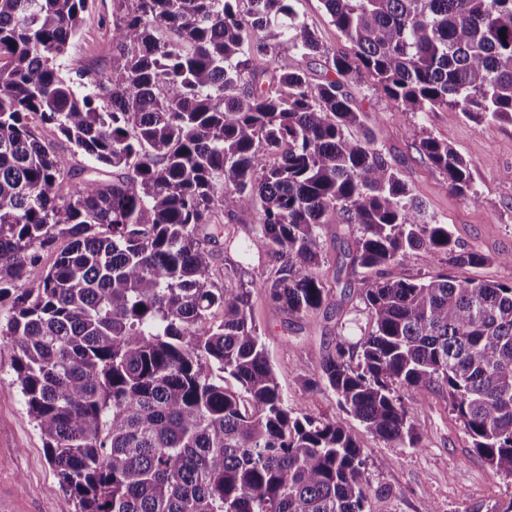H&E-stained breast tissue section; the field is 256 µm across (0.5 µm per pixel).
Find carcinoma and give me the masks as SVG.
Masks as SVG:
<instances>
[{"label": "carcinoma", "mask_w": 512, "mask_h": 512, "mask_svg": "<svg viewBox=\"0 0 512 512\" xmlns=\"http://www.w3.org/2000/svg\"><path fill=\"white\" fill-rule=\"evenodd\" d=\"M115 2L107 71L73 79L59 61L88 0H0V340L76 512L366 510L357 435L288 409L249 291L214 279L208 244L234 240L219 211L255 213L249 248L280 261L268 301L298 319L329 296L320 231L357 226L342 265L367 273V326L309 384L404 448L424 439L413 393L437 392L512 478V281L388 275L486 256L426 216L374 131L351 136L344 90L364 72L398 111L512 123V0H322L350 51L316 84L281 56L321 52L296 0ZM69 150L91 165L64 195ZM418 151L478 200L448 143Z\"/></svg>", "instance_id": "cac0c4a2"}]
</instances>
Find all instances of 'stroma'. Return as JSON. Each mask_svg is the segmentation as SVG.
Wrapping results in <instances>:
<instances>
[{
	"label": "stroma",
	"instance_id": "1",
	"mask_svg": "<svg viewBox=\"0 0 512 512\" xmlns=\"http://www.w3.org/2000/svg\"><path fill=\"white\" fill-rule=\"evenodd\" d=\"M301 20L315 30L322 54L301 59L289 54V66H302L310 82H320L336 53L348 45L331 24L321 0H298ZM112 0H89L81 33L62 61V71L73 74L79 67L104 71L111 55ZM346 90L357 111L363 112L364 128L375 131L380 146L400 170L413 194L429 216L448 225L466 248L486 254L479 266L449 269L442 257L417 256L404 269L414 276L425 271H451L453 276L476 280H512V268L502 265L501 255L512 253V124L461 118L449 120L445 110L397 112L388 109L372 88L369 77L349 80ZM448 142L473 168L478 202L452 193L446 178L417 150L422 137ZM252 211L239 212L233 225L231 247L215 244V265L230 275L233 285L252 292L253 309L279 384L295 415L333 418L339 415L335 394L328 389L310 390L307 379L320 356L339 340L356 341L366 316L357 291L359 277L342 275L333 286L329 309L305 319L288 316L268 303L264 281L275 266L274 256L248 247ZM14 351L0 342V506L5 512H75V502L59 485L44 442L13 384ZM428 405L418 418L426 438L421 447L401 448L362 435L365 448L367 512H490L495 503L512 499V478L487 466L471 452L467 438L444 399L428 394Z\"/></svg>",
	"mask_w": 512,
	"mask_h": 512
}]
</instances>
